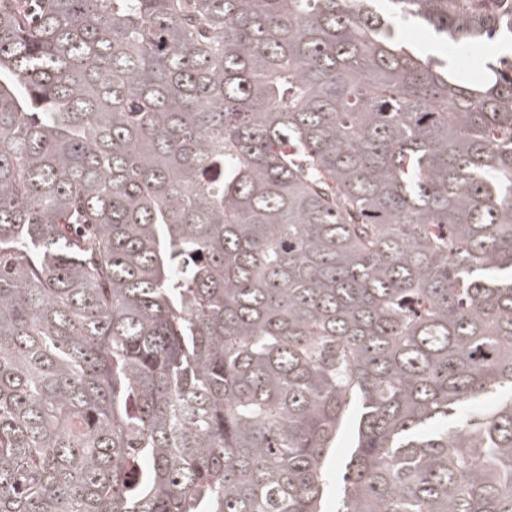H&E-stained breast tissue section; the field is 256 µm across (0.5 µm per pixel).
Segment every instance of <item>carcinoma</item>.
Listing matches in <instances>:
<instances>
[{
    "instance_id": "cac0c4a2",
    "label": "carcinoma",
    "mask_w": 512,
    "mask_h": 512,
    "mask_svg": "<svg viewBox=\"0 0 512 512\" xmlns=\"http://www.w3.org/2000/svg\"><path fill=\"white\" fill-rule=\"evenodd\" d=\"M0 0V512H512V0ZM407 38L410 42L418 47L427 50V52L437 55L438 52H448L446 45L445 49L436 42L435 34L433 31L423 24L411 25L406 29ZM438 51V52H437ZM358 409L352 404L345 415L342 428L336 437V448L332 451V468L330 469V481L324 496V507L332 511L333 503L336 500V484L346 471V464L355 448L356 420Z\"/></svg>"
}]
</instances>
